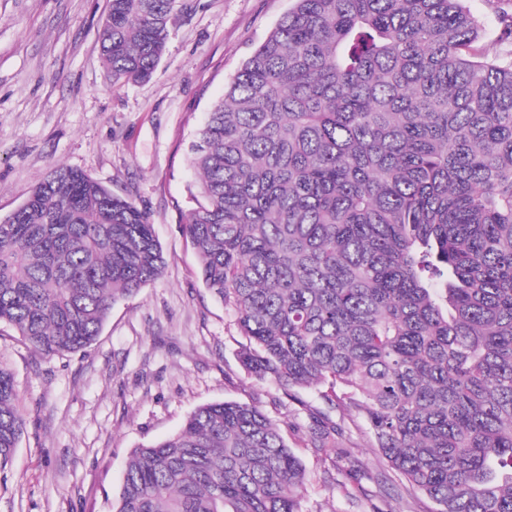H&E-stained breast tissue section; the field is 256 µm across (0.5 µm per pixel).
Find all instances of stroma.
Returning a JSON list of instances; mask_svg holds the SVG:
<instances>
[{
    "mask_svg": "<svg viewBox=\"0 0 512 512\" xmlns=\"http://www.w3.org/2000/svg\"><path fill=\"white\" fill-rule=\"evenodd\" d=\"M152 78L113 82L100 59L108 0H0V218L59 165L148 212L166 266L112 308L86 351L45 356L0 327V365L27 426L0 473V512H112L130 451L175 433L198 406L259 400L306 467L314 512H379L401 478L352 437L353 496L313 448L308 413L244 372L231 312L198 274L183 232L193 132L293 0H184Z\"/></svg>",
    "mask_w": 512,
    "mask_h": 512,
    "instance_id": "stroma-1",
    "label": "stroma"
}]
</instances>
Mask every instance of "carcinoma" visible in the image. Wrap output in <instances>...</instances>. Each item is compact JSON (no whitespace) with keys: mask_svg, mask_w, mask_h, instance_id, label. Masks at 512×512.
Returning a JSON list of instances; mask_svg holds the SVG:
<instances>
[{"mask_svg":"<svg viewBox=\"0 0 512 512\" xmlns=\"http://www.w3.org/2000/svg\"><path fill=\"white\" fill-rule=\"evenodd\" d=\"M188 147L199 276L248 374L303 403L310 442L369 437L437 512H512V11L463 0H293ZM177 0H110L101 56L150 79ZM146 212L57 166L0 219V325L90 347L156 280ZM0 367V471L25 432ZM306 470L256 404L191 412L132 450L112 512H310Z\"/></svg>","mask_w":512,"mask_h":512,"instance_id":"1","label":"carcinoma"}]
</instances>
